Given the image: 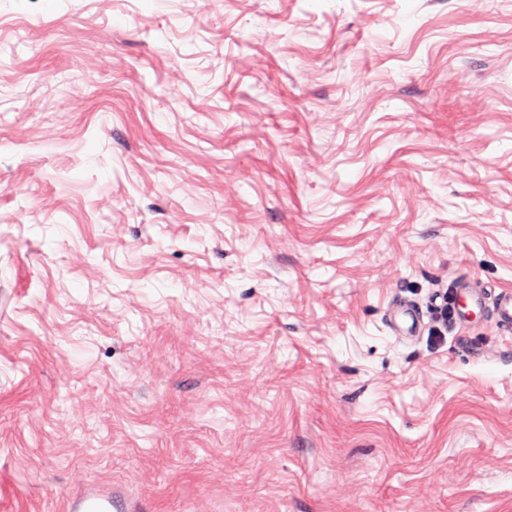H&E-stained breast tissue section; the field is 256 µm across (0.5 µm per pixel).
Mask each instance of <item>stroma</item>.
Wrapping results in <instances>:
<instances>
[{
  "instance_id": "35a3bbf8",
  "label": "stroma",
  "mask_w": 512,
  "mask_h": 512,
  "mask_svg": "<svg viewBox=\"0 0 512 512\" xmlns=\"http://www.w3.org/2000/svg\"><path fill=\"white\" fill-rule=\"evenodd\" d=\"M512 0H0V512H512ZM455 295L456 312L463 322L468 317L481 313L488 304L484 289L475 288L470 281H462L455 290ZM492 305L497 323L512 334V290H502L493 298ZM393 331L404 338H415L423 328V312L420 307L409 301L395 303L388 312ZM123 512L119 511V505L112 493V498L106 491L89 493L79 499L69 502L70 512Z\"/></svg>"
}]
</instances>
